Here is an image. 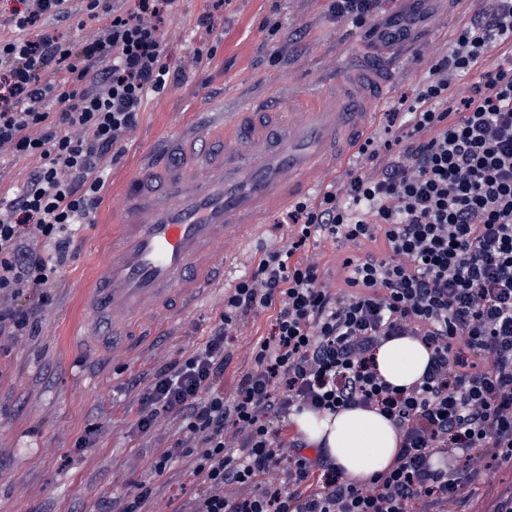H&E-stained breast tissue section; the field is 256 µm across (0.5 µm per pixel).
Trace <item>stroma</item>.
<instances>
[{
    "instance_id": "obj_1",
    "label": "stroma",
    "mask_w": 512,
    "mask_h": 512,
    "mask_svg": "<svg viewBox=\"0 0 512 512\" xmlns=\"http://www.w3.org/2000/svg\"><path fill=\"white\" fill-rule=\"evenodd\" d=\"M332 0H174L164 24L175 79L153 95L126 136L124 154L111 167L103 202L91 223L76 231L57 283L46 290L35 333L0 338V512H98L103 502L149 482L145 512H177L199 494L193 461L184 458L163 475L150 472L153 456L182 434L171 414L149 434L137 433L143 382L203 340L224 309V283L194 314L163 329L139 358L113 363L111 350L87 355L70 340L89 317L82 297L112 246L114 214L124 184L136 176L145 152L174 137L198 113L231 109L238 98L269 92L271 76L303 78L322 57L346 46H368L362 29L336 21ZM68 20L44 19L42 29L77 43L97 35L102 22L87 19L71 0ZM476 0H381L375 18L408 23L413 52L404 62L396 95H414L428 75L430 55L445 53L451 36L428 42L440 17L451 26L472 18ZM211 27L199 26L203 15ZM35 157L0 148V198L14 193L38 167ZM273 311L245 319L228 340L233 353L224 371L232 391L250 366V348L268 336ZM94 430L95 441L75 452L76 440Z\"/></svg>"
}]
</instances>
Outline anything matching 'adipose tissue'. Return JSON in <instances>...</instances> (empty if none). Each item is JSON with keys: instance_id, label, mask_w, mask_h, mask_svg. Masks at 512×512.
<instances>
[{"instance_id": "adipose-tissue-1", "label": "adipose tissue", "mask_w": 512, "mask_h": 512, "mask_svg": "<svg viewBox=\"0 0 512 512\" xmlns=\"http://www.w3.org/2000/svg\"><path fill=\"white\" fill-rule=\"evenodd\" d=\"M428 349L409 337L391 339L374 353L378 373L391 385L407 387L423 375ZM291 422L310 445L325 449L341 475L350 481L371 478L393 465L400 436L378 409L352 408L336 413L303 411Z\"/></svg>"}]
</instances>
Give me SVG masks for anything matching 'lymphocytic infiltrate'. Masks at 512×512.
<instances>
[{
	"mask_svg": "<svg viewBox=\"0 0 512 512\" xmlns=\"http://www.w3.org/2000/svg\"><path fill=\"white\" fill-rule=\"evenodd\" d=\"M69 2L20 0L18 34L0 41V147L41 161L0 199V337L36 329L42 292L98 208L125 135L171 78L162 25L173 0L121 14L82 0L107 24L77 48L40 29L44 16L70 18ZM378 4L332 0L331 10L381 42L407 39L408 26H373ZM505 44L512 0H489L430 58L414 98L386 113L395 137H367L340 187L289 210L286 245L225 291L200 346L155 373L136 429L181 416L182 437L150 468L193 458L203 491L184 512H456L471 485L512 465V54L483 64ZM473 71L477 82L455 85ZM324 240L384 250L343 258L336 288L297 257ZM270 308V334L224 393L228 337ZM406 336L431 356L419 381L396 388L371 356ZM354 406L378 407L402 434L394 464L370 479L345 480L324 452L308 456L284 435L292 414Z\"/></svg>",
	"mask_w": 512,
	"mask_h": 512,
	"instance_id": "f902f5d3",
	"label": "lymphocytic infiltrate"
}]
</instances>
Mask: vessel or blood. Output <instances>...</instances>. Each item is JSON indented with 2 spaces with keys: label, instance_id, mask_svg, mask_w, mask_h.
Here are the masks:
<instances>
[{
  "label": "vessel or blood",
  "instance_id": "obj_1",
  "mask_svg": "<svg viewBox=\"0 0 512 512\" xmlns=\"http://www.w3.org/2000/svg\"><path fill=\"white\" fill-rule=\"evenodd\" d=\"M392 75L350 47L333 73L274 83L265 98L211 113L149 152L121 195L112 247L85 297L91 317L74 341L99 351L107 324L117 358L197 309L236 274L266 219L324 190L353 160L394 92ZM217 136L218 152L201 150Z\"/></svg>",
  "mask_w": 512,
  "mask_h": 512
}]
</instances>
